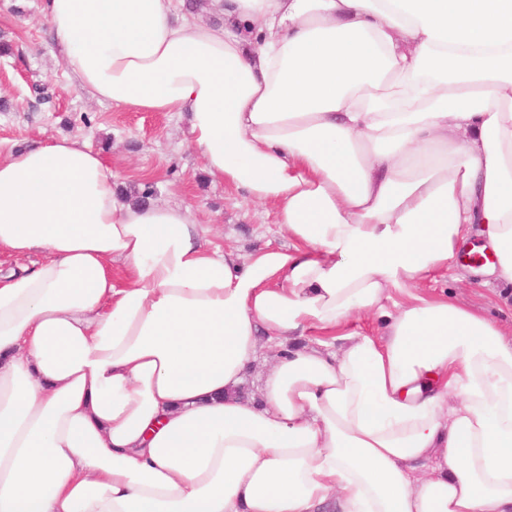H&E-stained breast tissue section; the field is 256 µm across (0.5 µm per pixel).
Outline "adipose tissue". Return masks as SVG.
Instances as JSON below:
<instances>
[{"label":"adipose tissue","mask_w":512,"mask_h":512,"mask_svg":"<svg viewBox=\"0 0 512 512\" xmlns=\"http://www.w3.org/2000/svg\"><path fill=\"white\" fill-rule=\"evenodd\" d=\"M180 2L44 11L293 246L214 251L70 138L0 160V252L37 257L0 277V512H512V338L394 297L474 231L512 282V0Z\"/></svg>","instance_id":"1"}]
</instances>
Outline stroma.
<instances>
[{
  "label": "stroma",
  "mask_w": 512,
  "mask_h": 512,
  "mask_svg": "<svg viewBox=\"0 0 512 512\" xmlns=\"http://www.w3.org/2000/svg\"><path fill=\"white\" fill-rule=\"evenodd\" d=\"M0 37L13 46L0 56V158L51 137H69L99 152L128 193L152 185L156 201L189 206L208 229L211 248L241 255L290 246L269 206L212 179L188 144L186 125L163 112L100 104L81 92L65 70L44 13V0H0ZM447 291L450 300L495 320L512 336V282L490 279L480 264L456 253L447 269L427 274L413 295Z\"/></svg>",
  "instance_id": "35a3bbf8"
}]
</instances>
